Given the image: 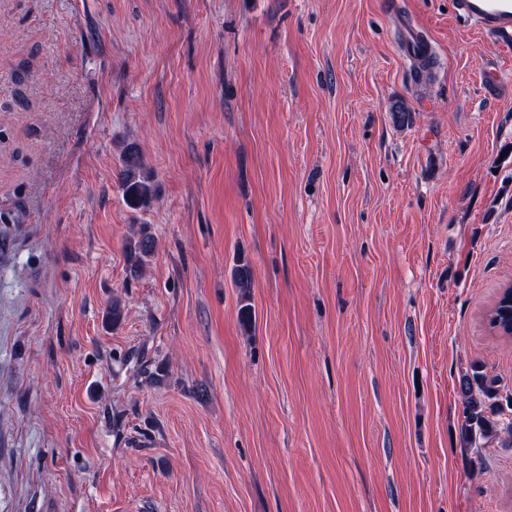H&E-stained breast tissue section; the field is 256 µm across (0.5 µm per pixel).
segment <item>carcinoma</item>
<instances>
[{"label": "carcinoma", "mask_w": 512, "mask_h": 512, "mask_svg": "<svg viewBox=\"0 0 512 512\" xmlns=\"http://www.w3.org/2000/svg\"><path fill=\"white\" fill-rule=\"evenodd\" d=\"M121 189L126 204L132 209H144L151 205L155 198V190L150 178L143 173V164L139 151L129 146L122 157ZM155 248V239L144 229L132 234L127 243L132 265L131 271L142 269L144 258ZM233 282L239 289L240 307L238 319L243 329L248 330L254 321V309L251 304V288L253 285V270L250 263L242 258H236L233 267ZM512 287L506 286L495 300L486 315L490 331H495L492 321H500L502 331L499 335L512 337V329L507 328L503 313L512 309L509 294ZM460 401L462 405V423L459 427V441L465 448H485L498 445L501 448L512 447V422L503 419L502 406L512 409V393L501 394L496 377L487 373L480 364L470 366L459 384Z\"/></svg>", "instance_id": "carcinoma-1"}]
</instances>
